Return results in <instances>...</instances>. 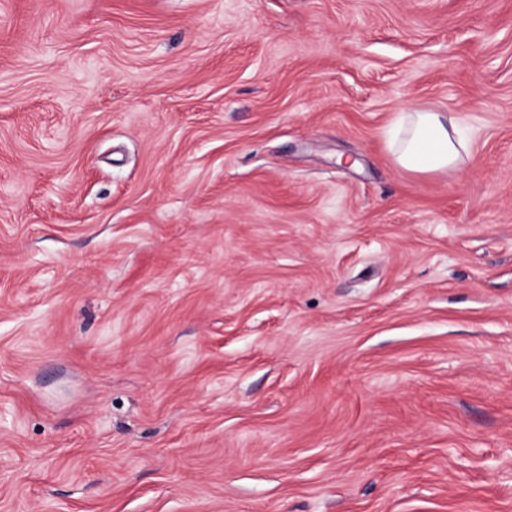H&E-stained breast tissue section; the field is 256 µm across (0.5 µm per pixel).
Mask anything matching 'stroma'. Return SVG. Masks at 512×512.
I'll list each match as a JSON object with an SVG mask.
<instances>
[{"instance_id":"stroma-1","label":"stroma","mask_w":512,"mask_h":512,"mask_svg":"<svg viewBox=\"0 0 512 512\" xmlns=\"http://www.w3.org/2000/svg\"><path fill=\"white\" fill-rule=\"evenodd\" d=\"M0 512H512V0H0ZM404 113L405 130L393 150L400 169L417 175L447 173L471 156L469 144L448 114L420 104Z\"/></svg>"}]
</instances>
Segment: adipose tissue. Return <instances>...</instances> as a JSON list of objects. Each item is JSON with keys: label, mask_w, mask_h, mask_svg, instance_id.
Wrapping results in <instances>:
<instances>
[{"label": "adipose tissue", "mask_w": 512, "mask_h": 512, "mask_svg": "<svg viewBox=\"0 0 512 512\" xmlns=\"http://www.w3.org/2000/svg\"><path fill=\"white\" fill-rule=\"evenodd\" d=\"M471 149L453 118L417 104L405 114V130L393 150L400 169L417 175L459 169Z\"/></svg>", "instance_id": "obj_1"}]
</instances>
